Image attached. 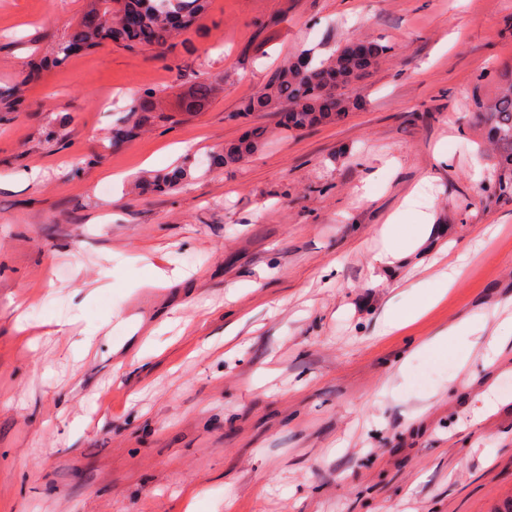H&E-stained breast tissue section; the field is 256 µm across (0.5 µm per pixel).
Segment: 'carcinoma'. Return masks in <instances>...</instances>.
Instances as JSON below:
<instances>
[{
    "mask_svg": "<svg viewBox=\"0 0 512 512\" xmlns=\"http://www.w3.org/2000/svg\"><path fill=\"white\" fill-rule=\"evenodd\" d=\"M209 0H89L81 18L65 32L60 43L59 63L78 52H90L105 43L126 49H154L165 59L173 48V31H190L205 14ZM368 53L356 56L346 43L329 56L315 59L306 53L270 74L256 94L243 99L233 117L246 120L256 112L288 113L280 122L286 131H300L318 124L344 119L355 106L347 90L364 82L377 68L389 48L367 42ZM213 83H197L181 98L180 112H202L211 102ZM157 92L134 100L129 112L134 120L121 121L113 140L123 143L136 137L142 124L156 118L152 99ZM490 141L501 149L489 188L498 197L512 200V83L486 112ZM266 130L252 129L249 136L224 146L218 162L236 165L255 153L265 140ZM191 177L190 167L180 166L151 181V190H175Z\"/></svg>",
    "mask_w": 512,
    "mask_h": 512,
    "instance_id": "obj_1",
    "label": "carcinoma"
}]
</instances>
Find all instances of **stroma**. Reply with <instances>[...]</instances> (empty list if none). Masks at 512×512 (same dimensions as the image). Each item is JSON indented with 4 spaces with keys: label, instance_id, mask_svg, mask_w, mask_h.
<instances>
[{
    "label": "stroma",
    "instance_id": "35a3bbf8",
    "mask_svg": "<svg viewBox=\"0 0 512 512\" xmlns=\"http://www.w3.org/2000/svg\"><path fill=\"white\" fill-rule=\"evenodd\" d=\"M84 6L0 0V512H512V345L485 360L512 334V201L481 184L512 0H210L168 59L57 64ZM354 39L389 51L342 121L231 119ZM207 78L209 107L177 111ZM153 89L162 118L113 144ZM255 126L257 152L212 164ZM180 165L179 189L138 191ZM401 207L419 239L377 261ZM466 319L472 343L419 351ZM460 273L461 271L453 265L448 273H441L435 276L433 278L435 288L432 289L433 291L428 295L427 299L399 311L389 320V326L400 328L416 320L430 304L443 297L445 291L448 290V285L455 283Z\"/></svg>",
    "mask_w": 512,
    "mask_h": 512
}]
</instances>
